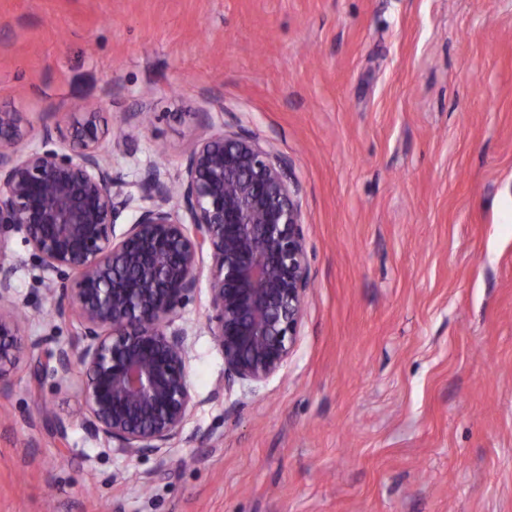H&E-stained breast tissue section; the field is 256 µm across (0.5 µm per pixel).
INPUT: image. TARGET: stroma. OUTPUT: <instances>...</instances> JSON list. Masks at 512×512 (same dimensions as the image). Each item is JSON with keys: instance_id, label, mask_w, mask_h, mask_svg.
<instances>
[{"instance_id": "stroma-1", "label": "stroma", "mask_w": 512, "mask_h": 512, "mask_svg": "<svg viewBox=\"0 0 512 512\" xmlns=\"http://www.w3.org/2000/svg\"><path fill=\"white\" fill-rule=\"evenodd\" d=\"M99 104L112 165L177 182L204 130L287 156L311 266L300 339L224 389L199 285L196 405L130 461L78 378L0 382V512H512V0H0V109ZM24 339L81 345L5 236Z\"/></svg>"}]
</instances>
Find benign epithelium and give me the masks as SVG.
I'll list each match as a JSON object with an SVG mask.
<instances>
[{"mask_svg": "<svg viewBox=\"0 0 512 512\" xmlns=\"http://www.w3.org/2000/svg\"><path fill=\"white\" fill-rule=\"evenodd\" d=\"M24 113L0 111V232L21 231L56 274L48 296L73 317L82 347L35 358L18 341L24 314L13 300V267L0 253V381L22 360L36 379L81 373L88 421L128 460L167 447L195 406L187 331L177 310L208 264L210 334L224 355V389L259 385L287 363L299 341L311 286L300 187L288 157L243 132L201 137L184 176L141 173L149 206L103 153L110 135L99 106L67 124H44L41 146L20 148ZM136 218L121 235V210Z\"/></svg>", "mask_w": 512, "mask_h": 512, "instance_id": "7a95c632", "label": "benign epithelium"}]
</instances>
